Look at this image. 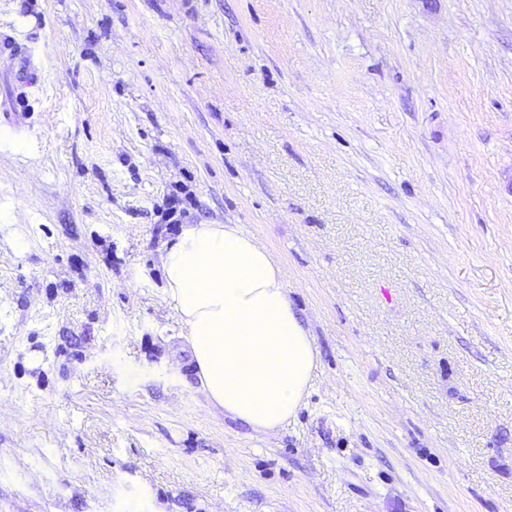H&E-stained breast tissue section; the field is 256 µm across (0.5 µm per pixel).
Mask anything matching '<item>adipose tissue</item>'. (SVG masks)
<instances>
[{
    "mask_svg": "<svg viewBox=\"0 0 512 512\" xmlns=\"http://www.w3.org/2000/svg\"><path fill=\"white\" fill-rule=\"evenodd\" d=\"M161 261L206 401L256 432L287 424L317 352L268 250L240 225L196 224Z\"/></svg>",
    "mask_w": 512,
    "mask_h": 512,
    "instance_id": "1",
    "label": "adipose tissue"
}]
</instances>
